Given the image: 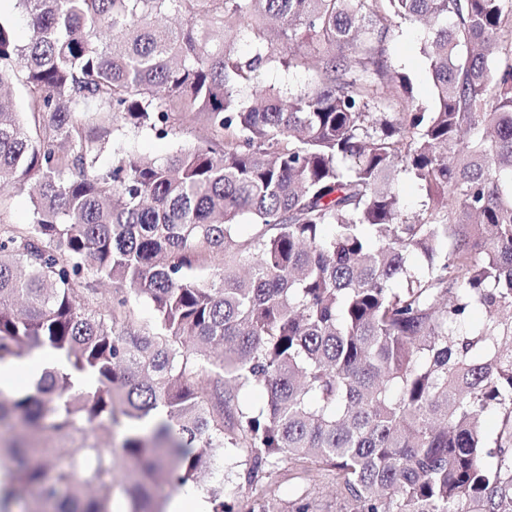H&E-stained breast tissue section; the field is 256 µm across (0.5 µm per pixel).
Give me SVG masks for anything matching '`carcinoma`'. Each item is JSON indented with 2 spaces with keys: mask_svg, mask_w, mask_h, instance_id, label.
<instances>
[{
  "mask_svg": "<svg viewBox=\"0 0 512 512\" xmlns=\"http://www.w3.org/2000/svg\"><path fill=\"white\" fill-rule=\"evenodd\" d=\"M18 2L0 88L25 99L0 94V182L33 186V217L0 225V364L39 349L65 366L0 396V424L30 431L0 441V512H112L120 459L208 512H270L284 458L334 472L351 512H512V0ZM394 18L429 28L428 110L387 65ZM298 67L295 91L262 82ZM190 116L202 143L101 168L109 132ZM404 171L429 199L412 221ZM215 258L219 279L192 276ZM141 298L155 325L136 331ZM256 387L259 412L239 401ZM229 445L251 491L234 502L202 478Z\"/></svg>",
  "mask_w": 512,
  "mask_h": 512,
  "instance_id": "obj_1",
  "label": "carcinoma"
}]
</instances>
